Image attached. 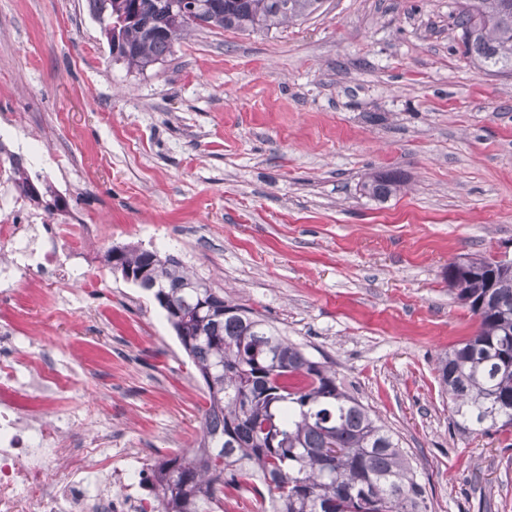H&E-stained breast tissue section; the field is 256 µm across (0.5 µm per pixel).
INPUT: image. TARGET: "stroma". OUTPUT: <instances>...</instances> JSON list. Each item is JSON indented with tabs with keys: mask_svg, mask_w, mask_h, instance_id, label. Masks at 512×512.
I'll list each match as a JSON object with an SVG mask.
<instances>
[{
	"mask_svg": "<svg viewBox=\"0 0 512 512\" xmlns=\"http://www.w3.org/2000/svg\"><path fill=\"white\" fill-rule=\"evenodd\" d=\"M457 0H323L270 31H192L137 72L87 0H0V139L95 230L79 278L31 272L0 312L22 358L67 363L135 468L196 446L206 388L114 247L172 254L327 362L399 437L429 512H512L505 435L456 427L438 355L477 319L449 263L512 257V74L464 54ZM405 185L377 200L369 176Z\"/></svg>",
	"mask_w": 512,
	"mask_h": 512,
	"instance_id": "stroma-1",
	"label": "stroma"
}]
</instances>
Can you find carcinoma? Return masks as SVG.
Here are the masks:
<instances>
[{"label": "carcinoma", "mask_w": 512, "mask_h": 512, "mask_svg": "<svg viewBox=\"0 0 512 512\" xmlns=\"http://www.w3.org/2000/svg\"><path fill=\"white\" fill-rule=\"evenodd\" d=\"M110 49L144 72L173 54L191 28L253 32L306 18L320 0H88ZM465 54L495 73H512V0H460ZM20 197L33 179L13 163ZM400 174H376L363 194L386 199ZM108 265L147 271L151 293L205 383L200 440L191 455L155 465L153 512H218L226 492L251 486L255 512H428L426 491L399 440L312 360L244 305L198 288L173 255L125 246ZM473 276L448 265V285L477 318L475 334L436 363L453 415L496 433L512 427V275L490 258Z\"/></svg>", "instance_id": "cac0c4a2"}]
</instances>
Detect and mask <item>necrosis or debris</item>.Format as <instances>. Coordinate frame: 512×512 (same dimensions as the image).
I'll use <instances>...</instances> for the list:
<instances>
[{
  "label": "necrosis or debris",
  "instance_id": "obj_1",
  "mask_svg": "<svg viewBox=\"0 0 512 512\" xmlns=\"http://www.w3.org/2000/svg\"><path fill=\"white\" fill-rule=\"evenodd\" d=\"M81 237L73 227L35 228L0 215V278L18 279L37 269L70 276ZM70 367L52 359L28 363L11 337L0 336V512H149L144 472L113 467L108 448H86L75 439L98 424L95 403L53 407L72 391Z\"/></svg>",
  "mask_w": 512,
  "mask_h": 512
}]
</instances>
